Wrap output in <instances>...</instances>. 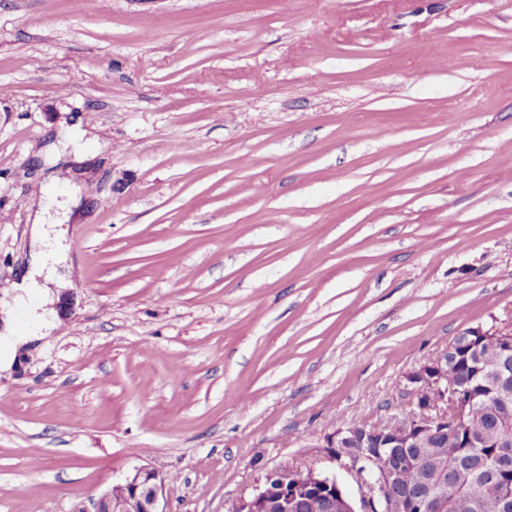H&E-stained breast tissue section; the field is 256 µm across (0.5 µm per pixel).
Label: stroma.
<instances>
[{"label":"stroma","mask_w":512,"mask_h":512,"mask_svg":"<svg viewBox=\"0 0 512 512\" xmlns=\"http://www.w3.org/2000/svg\"><path fill=\"white\" fill-rule=\"evenodd\" d=\"M50 333L0 372V512H85L135 468L231 512L336 425L512 325V0H0V299L40 194ZM63 223L58 222V218L55 216H51L50 214V205L46 204L40 208L36 216V221L32 224L31 227V238L35 244L40 246H48V235L51 230L56 225H61Z\"/></svg>","instance_id":"35a3bbf8"}]
</instances>
